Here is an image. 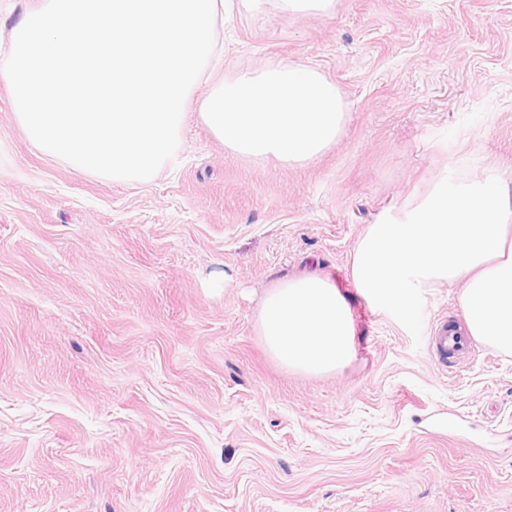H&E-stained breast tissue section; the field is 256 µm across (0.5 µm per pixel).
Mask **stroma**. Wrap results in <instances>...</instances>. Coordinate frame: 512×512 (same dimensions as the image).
Wrapping results in <instances>:
<instances>
[{
  "mask_svg": "<svg viewBox=\"0 0 512 512\" xmlns=\"http://www.w3.org/2000/svg\"><path fill=\"white\" fill-rule=\"evenodd\" d=\"M217 37L225 78L336 84V145L242 157L199 120L203 84L180 167L116 183L34 148L0 80V512H512V356L441 372L349 270L365 225L444 171L512 186V0H228ZM309 271L355 328L319 375L256 332L265 291ZM463 288L424 292L425 325L464 322ZM281 7L292 14H324L333 11L335 0H279Z\"/></svg>",
  "mask_w": 512,
  "mask_h": 512,
  "instance_id": "stroma-1",
  "label": "stroma"
}]
</instances>
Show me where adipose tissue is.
Here are the masks:
<instances>
[{
  "label": "adipose tissue",
  "mask_w": 512,
  "mask_h": 512,
  "mask_svg": "<svg viewBox=\"0 0 512 512\" xmlns=\"http://www.w3.org/2000/svg\"><path fill=\"white\" fill-rule=\"evenodd\" d=\"M257 328L273 358L292 371L330 373L354 356L349 305L335 284L315 271L269 288Z\"/></svg>",
  "instance_id": "adipose-tissue-1"
}]
</instances>
